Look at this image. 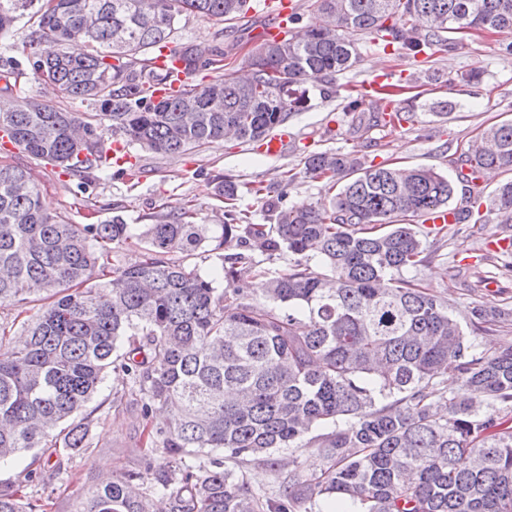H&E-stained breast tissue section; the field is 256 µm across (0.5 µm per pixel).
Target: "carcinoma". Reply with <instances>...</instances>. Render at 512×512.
Returning a JSON list of instances; mask_svg holds the SVG:
<instances>
[{
  "label": "carcinoma",
  "instance_id": "cac0c4a2",
  "mask_svg": "<svg viewBox=\"0 0 512 512\" xmlns=\"http://www.w3.org/2000/svg\"><path fill=\"white\" fill-rule=\"evenodd\" d=\"M247 0H0V36L25 20L23 51L35 80L70 100L99 107L67 112L14 93L25 72L0 69V131L28 154L66 174H112L104 123L159 154L200 150L232 135L256 142L307 107L305 84L333 83L361 57V37L417 57L453 48L473 31L501 34L512 55V0H310L324 24L301 34L288 16L284 37L255 43L248 73H220L164 99L151 87L176 20L196 15L235 22ZM72 42L86 51H66ZM402 86L356 90L346 112L374 111L395 128L417 97L386 112ZM450 100L428 104L449 118ZM457 180L512 170V120L477 134L461 153ZM303 173L325 181L327 203L285 204L258 186L273 223L255 224L237 206L238 185L218 183L224 224L193 221L186 207L132 231L122 216L70 224L46 213L27 170L0 165V309L41 302L20 323L0 324V463L31 454L26 480L53 455L95 447L85 412L114 368L144 420L161 407L165 428L144 425L148 448L166 463L147 465L81 494L73 512H153L162 492L172 512H512V345L481 348L512 320L507 308L478 303L460 317L402 272L423 260L413 221L448 210L463 224L473 210L450 207L454 184L432 166L369 165L353 153L314 152ZM488 213L512 222V179L495 189ZM136 240L141 257L126 260ZM293 262L274 275L256 270L233 242ZM211 247L201 272L187 263ZM318 261L321 270L310 262ZM266 278L265 297H249V277ZM231 287H224V283ZM457 375L461 391L443 386ZM312 442L323 465L296 477L295 452ZM288 452V486L254 493L224 456L269 463ZM194 461H189V458ZM16 493L0 512H36Z\"/></svg>",
  "mask_w": 512,
  "mask_h": 512
}]
</instances>
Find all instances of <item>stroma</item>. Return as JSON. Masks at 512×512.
<instances>
[{"instance_id": "1", "label": "stroma", "mask_w": 512, "mask_h": 512, "mask_svg": "<svg viewBox=\"0 0 512 512\" xmlns=\"http://www.w3.org/2000/svg\"><path fill=\"white\" fill-rule=\"evenodd\" d=\"M263 20V15L250 14L231 26L184 15L175 24L172 40L174 45L194 48L203 60L223 52L226 68L232 72L244 65L254 43L251 31ZM474 68L483 73L479 87L459 82L460 73ZM390 73L419 86L423 102H457L455 119L446 122L418 111L411 122L389 135L376 127L353 132L352 117L345 112L347 82L371 81ZM308 90L309 107L288 121V148L277 156L234 139L216 141L198 151L162 155L108 131L105 139L123 144L128 160L141 168L137 185H129L118 174L96 182L66 175L8 143L0 145V164L29 169L46 212L73 224H100L116 214L128 223L145 224L163 208L186 204L194 208L196 223L220 224L224 212L215 193L224 177L238 184L240 205L253 211L255 223L263 224L267 218L251 189L261 183H279L284 170L298 172L296 180L284 188L287 205L324 200L320 183L301 173L304 158L311 152L355 151L370 164L428 165L453 175L457 148L483 127L512 118V56L502 55L491 35L464 37L457 48L440 50L429 58H413L392 49H366L354 69L339 77L328 91H321L316 83L309 84ZM508 237L512 238V224L469 223L440 234L423 233L426 260L406 276L449 300L461 314L475 302L512 307V271L503 267L512 257L495 248L498 240ZM126 388V382L109 378L97 395L101 409L93 430L96 447L59 463H45L35 483L25 480V461L2 465L0 493L25 495L38 502L39 512H73L78 493L94 487L102 475L137 471L148 460L157 466L165 464L161 451L142 445L140 432L145 421L136 404L127 398L116 399V392ZM233 466L244 474L252 491L272 496L279 494L288 475L283 464L272 467L244 459L234 461Z\"/></svg>"}]
</instances>
